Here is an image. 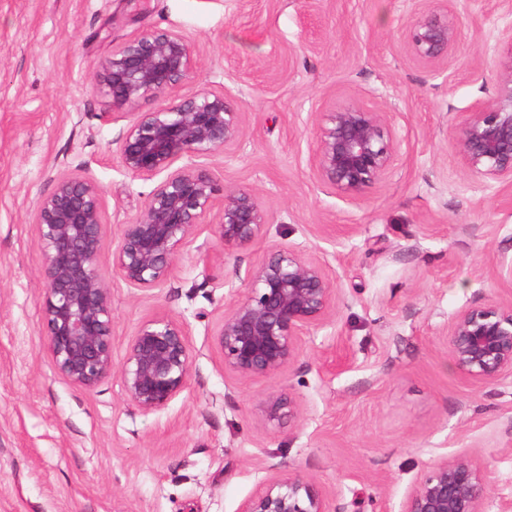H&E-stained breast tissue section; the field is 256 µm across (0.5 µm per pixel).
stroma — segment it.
Wrapping results in <instances>:
<instances>
[{
	"label": "stroma",
	"instance_id": "stroma-1",
	"mask_svg": "<svg viewBox=\"0 0 512 512\" xmlns=\"http://www.w3.org/2000/svg\"><path fill=\"white\" fill-rule=\"evenodd\" d=\"M413 0H0V512H240L278 468L312 477L331 512H402L417 478L467 455L512 500V379L486 386L456 365L445 333L474 305L512 300L495 272L512 264V189L467 173L458 136L490 101L495 47L512 16L499 0H458L459 38L439 74L407 56ZM149 28L185 34L197 58L181 96L224 93L245 135L204 163L252 188L263 237L225 251L203 224L151 297L112 268L111 244L155 187L126 171L123 121L94 88L102 60ZM357 99L389 112L402 137L394 169L348 202L310 159L319 113ZM86 169L101 189L112 292L113 360L156 315L191 325V375L143 415L117 377L95 389L55 373L45 349L43 255L32 222L49 177ZM290 246L339 287L327 322L268 378L225 371L213 343L249 269ZM208 263H200V255ZM284 392L293 426L264 424ZM300 405L283 394H272L262 404L261 413L266 425L280 427L286 419L295 422L300 415Z\"/></svg>",
	"mask_w": 512,
	"mask_h": 512
}]
</instances>
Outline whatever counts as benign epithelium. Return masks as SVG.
<instances>
[{"mask_svg": "<svg viewBox=\"0 0 512 512\" xmlns=\"http://www.w3.org/2000/svg\"><path fill=\"white\" fill-rule=\"evenodd\" d=\"M458 18L449 0H431L415 10L406 31L411 61L430 71L448 58L458 39ZM494 101L477 103L459 138L464 167L486 180L512 187V26L495 50ZM188 37L156 29L127 38L101 62L97 92L127 120L120 141L123 167L157 180L141 215L123 225L112 248V267L131 287L149 296L170 278L176 259L196 240L203 220L214 226L233 251L257 241L268 215L257 193L224 187L201 158L231 151L245 135L240 109L222 93L201 90L147 112L121 108L175 91L194 71ZM312 167L320 184L355 201L394 166L401 146L389 113L349 100L316 122ZM51 192L34 206L43 254V321L46 349L58 376L72 386L96 388L119 377L126 400L149 415L185 389L192 366L190 325L159 315L141 322L130 337L123 361L112 359V295L99 268L105 246L101 191L90 176L58 172ZM339 298L324 265L296 248L276 247L253 267L246 291L214 330L213 342L224 369L243 378L276 375L293 364L301 337L322 326ZM457 366L473 380L495 385L512 378V302L471 306L459 312L446 332ZM300 405L271 394L262 404L266 425L294 422ZM491 490L465 455L431 464L408 494L402 512H484ZM242 512H330L316 482L284 470Z\"/></svg>", "mask_w": 512, "mask_h": 512, "instance_id": "benign-epithelium-1", "label": "benign epithelium"}]
</instances>
